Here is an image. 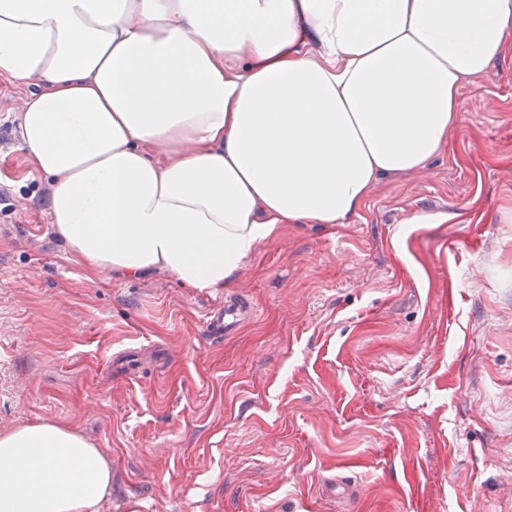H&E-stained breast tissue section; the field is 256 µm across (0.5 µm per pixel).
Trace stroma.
Listing matches in <instances>:
<instances>
[{"mask_svg":"<svg viewBox=\"0 0 512 512\" xmlns=\"http://www.w3.org/2000/svg\"><path fill=\"white\" fill-rule=\"evenodd\" d=\"M25 95L0 80V432L99 448L103 512H512V37L447 154L348 223L284 225L228 289L90 278L26 161ZM229 296L256 314L210 340Z\"/></svg>","mask_w":512,"mask_h":512,"instance_id":"35a3bbf8","label":"stroma"}]
</instances>
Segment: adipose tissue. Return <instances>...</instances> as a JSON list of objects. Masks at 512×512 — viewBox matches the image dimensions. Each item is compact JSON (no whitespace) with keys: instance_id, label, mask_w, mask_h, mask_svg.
Returning <instances> with one entry per match:
<instances>
[{"instance_id":"1","label":"adipose tissue","mask_w":512,"mask_h":512,"mask_svg":"<svg viewBox=\"0 0 512 512\" xmlns=\"http://www.w3.org/2000/svg\"><path fill=\"white\" fill-rule=\"evenodd\" d=\"M511 34L512 0H0V79L26 92V159L85 270L210 290L282 225L345 223L446 153ZM111 493L70 427L0 433V512Z\"/></svg>"}]
</instances>
